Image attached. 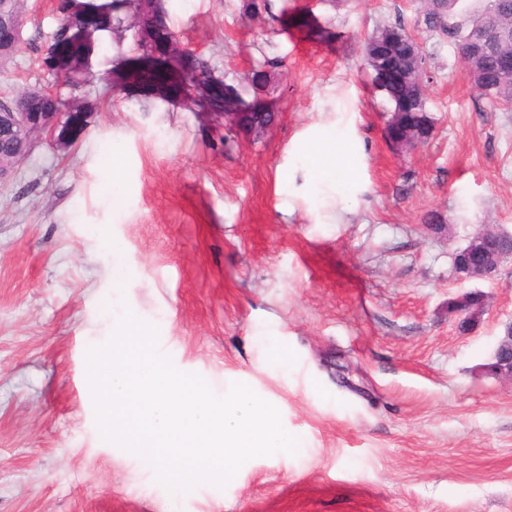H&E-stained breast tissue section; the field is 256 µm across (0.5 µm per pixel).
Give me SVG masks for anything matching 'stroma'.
Returning a JSON list of instances; mask_svg holds the SVG:
<instances>
[{"label": "stroma", "mask_w": 512, "mask_h": 512, "mask_svg": "<svg viewBox=\"0 0 512 512\" xmlns=\"http://www.w3.org/2000/svg\"><path fill=\"white\" fill-rule=\"evenodd\" d=\"M44 0L0 68V93H72L44 65L64 16ZM165 0L167 24L272 125L228 144L215 101L132 79L129 29L88 44V113L0 186V512H512V385L482 371L512 323V263L473 281L472 330L448 313L456 249L512 233V112L486 110L420 0ZM401 24L420 45L433 132L385 136L362 41ZM336 131L352 167L314 183L306 146ZM442 217V227L428 221ZM216 394L250 386L294 455L224 487L170 491L105 440L85 350L123 311ZM415 130L408 127L407 123L396 124L394 130L388 135V139L391 143L397 145L400 148L412 149L427 139L425 137H418L414 135Z\"/></svg>", "instance_id": "obj_1"}]
</instances>
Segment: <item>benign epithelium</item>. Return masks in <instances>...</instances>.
<instances>
[{"mask_svg": "<svg viewBox=\"0 0 512 512\" xmlns=\"http://www.w3.org/2000/svg\"><path fill=\"white\" fill-rule=\"evenodd\" d=\"M112 7L125 12L126 17L133 19L136 32L142 42L143 50L151 52L155 49L172 59L183 54L186 49L168 38V28L161 21L156 0H138L137 8L129 9L125 0H113ZM23 44V25L17 22H0V66L5 64ZM375 56L383 62L376 78L380 89L404 105V111L414 112L423 95V63L418 47L411 37L403 33H389L373 41ZM481 51L479 44L474 43L465 54V76L476 88L485 93L497 90L502 79L512 76V49L505 47L497 55L493 69L477 70L473 59ZM34 96L41 100L42 106L36 112L17 111V99L0 97V142L13 147L8 160L0 158V184L10 180L18 167L15 158L30 155L38 136L44 137L58 147L68 145L84 130L87 125L88 113L78 104L69 106L63 112L54 100L52 93L32 90ZM250 112L224 113V128L240 126L258 129L251 121ZM391 143L400 148L412 149L426 141L424 137L414 135V129L408 124H397L388 135ZM492 237H507L512 234L491 229L476 231L464 248L465 261L460 271L455 273L456 279L466 282L476 279H493L498 276L505 263L512 261V249L494 251L488 245ZM488 309V297L479 290L468 291L458 303L448 308V313L460 317V323L470 326L477 323ZM485 371L503 382L512 384V323L503 336L499 337L491 361L485 365Z\"/></svg>", "mask_w": 512, "mask_h": 512, "instance_id": "1", "label": "benign epithelium"}]
</instances>
